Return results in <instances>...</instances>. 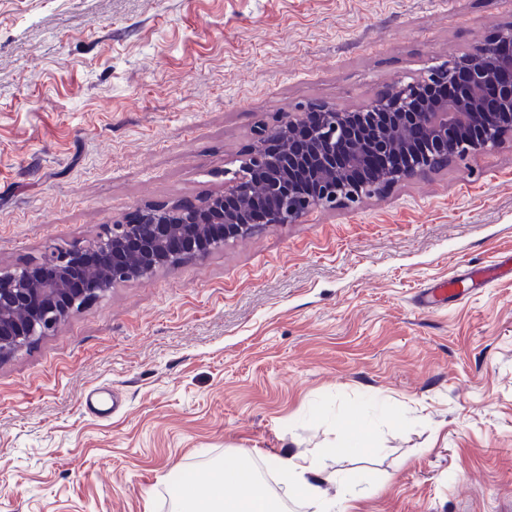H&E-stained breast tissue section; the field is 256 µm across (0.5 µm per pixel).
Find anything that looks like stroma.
<instances>
[{"label": "stroma", "mask_w": 512, "mask_h": 512, "mask_svg": "<svg viewBox=\"0 0 512 512\" xmlns=\"http://www.w3.org/2000/svg\"><path fill=\"white\" fill-rule=\"evenodd\" d=\"M512 0H0V268L222 193L261 129L362 106ZM512 145L114 285L0 362V512H177L224 457H315L338 512H512ZM97 392L96 410L83 400ZM369 449L337 457L352 417ZM503 274L512 277V265H508L506 269L503 268V263L494 267L471 269L462 279L448 278V281H444L439 288H434V291H438L441 297H459L462 294L460 288H464L465 282L468 284L467 288H483Z\"/></svg>", "instance_id": "obj_1"}]
</instances>
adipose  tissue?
<instances>
[{"label": "adipose tissue", "mask_w": 512, "mask_h": 512, "mask_svg": "<svg viewBox=\"0 0 512 512\" xmlns=\"http://www.w3.org/2000/svg\"><path fill=\"white\" fill-rule=\"evenodd\" d=\"M282 480L293 494L305 501L313 512H336L319 479L316 463L306 456L282 458L277 462ZM184 512H281L277 500L259 484L245 457L224 459L217 475L207 484L186 477L179 488Z\"/></svg>", "instance_id": "obj_1"}]
</instances>
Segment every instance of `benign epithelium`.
<instances>
[{"label": "benign epithelium", "instance_id": "1", "mask_svg": "<svg viewBox=\"0 0 512 512\" xmlns=\"http://www.w3.org/2000/svg\"><path fill=\"white\" fill-rule=\"evenodd\" d=\"M512 21L490 41L448 64L393 86L356 110L317 103L262 133L244 175L194 205L150 207L135 224H112L81 249H55L41 262L0 272V361L47 335L119 282L143 279L204 255L263 227L292 224L317 208L351 207L385 187L435 171L472 153L512 143ZM453 83L456 93L432 105L427 91ZM318 114L302 143L295 132ZM379 161L373 181L351 173ZM238 207L224 209V198Z\"/></svg>", "mask_w": 512, "mask_h": 512}]
</instances>
